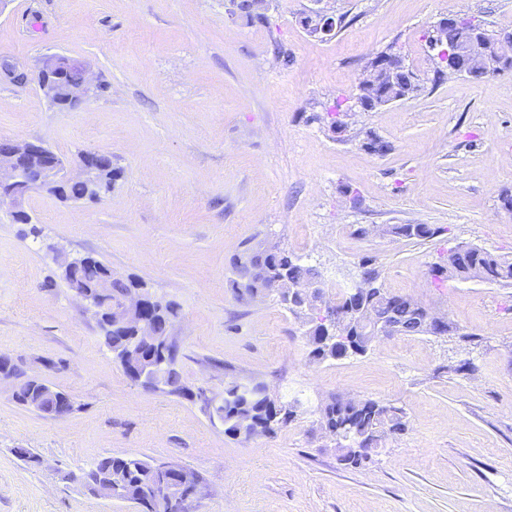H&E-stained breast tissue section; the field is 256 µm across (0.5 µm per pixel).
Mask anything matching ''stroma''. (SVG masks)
I'll return each mask as SVG.
<instances>
[{
	"label": "stroma",
	"instance_id": "stroma-1",
	"mask_svg": "<svg viewBox=\"0 0 512 512\" xmlns=\"http://www.w3.org/2000/svg\"><path fill=\"white\" fill-rule=\"evenodd\" d=\"M238 2L10 0L0 12V138L42 142L72 164L107 151L118 171L101 200L36 193L29 224L0 212V352L76 404L49 418L0 382V512H135L66 478L106 453L195 471L196 512H512V287L438 288L428 275L460 244L512 254L501 203L512 193V72L439 79L427 44L449 12L512 28V0H328L342 23L323 38L300 24L308 0H263L250 13ZM390 46L419 70L421 92L355 113L336 140L321 114ZM52 54L87 62L103 91L51 106L34 76ZM7 65L28 81L7 78ZM370 130L388 153L363 148ZM391 224L444 232L408 240L387 235ZM272 245L316 268L332 300L371 259L387 292L453 329L312 360L276 292L232 286L237 260ZM55 247L178 304L171 335L188 388L219 398L228 382L260 383L292 420L232 437L200 402L135 384L61 280ZM465 361L474 372L456 374ZM337 396L392 403L408 430L344 468L319 427Z\"/></svg>",
	"mask_w": 512,
	"mask_h": 512
}]
</instances>
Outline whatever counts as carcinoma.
Returning a JSON list of instances; mask_svg holds the SVG:
<instances>
[{
    "label": "carcinoma",
    "instance_id": "carcinoma-1",
    "mask_svg": "<svg viewBox=\"0 0 512 512\" xmlns=\"http://www.w3.org/2000/svg\"><path fill=\"white\" fill-rule=\"evenodd\" d=\"M476 17L462 15L460 23L442 33V40L449 46H458L468 42V29ZM454 64L463 67L465 76L473 82L482 80L489 74L502 71L481 58L465 54L454 57ZM386 232L394 237L426 240L437 237L444 232L442 227L429 224H393ZM77 280L86 288L95 287L98 282L109 276L110 267L95 258L88 264L77 267ZM239 274L244 283L242 287L254 294L269 289L271 282H277L281 291L296 285H302L318 278L319 273L311 266L301 262L286 249L272 246L262 251L253 252L239 263ZM431 278L437 286L450 280H477L494 282L501 286H512V255L493 254L473 245H466L460 250H449L440 257V261L431 265ZM360 278L369 282L363 289L362 299L370 304H389L401 318L408 321L413 318L417 301L409 296L393 295L384 290L380 282V272L371 260L365 259L361 264ZM111 298L118 299L130 288H146L143 280H125L116 276L110 280ZM177 316L174 303H166L164 309L155 318L156 335L167 338L173 319ZM308 325L307 336L311 347L310 355L316 360H336L351 355L363 356L370 349L369 340L354 333L347 336L344 343L336 342V336H327L326 328L321 323V313L313 310L303 313ZM154 355L166 360L168 375L164 387L170 393H194L182 384L181 375L176 369L179 349L173 342H167L163 349L144 352V358ZM52 387L44 382H36L22 392L18 403L24 407L37 409L42 406ZM209 416L224 425V433L236 437L240 435L241 426L250 430L269 431L274 424H286L293 417V411L277 406L270 400L266 388L261 384L243 385L235 381L228 383L224 389L223 403L218 406L204 405ZM320 426L331 436L339 439L353 436L360 442V447L369 448L377 444L381 435L393 437L406 432L408 425L404 412L390 404L372 398H363L351 405H340L334 401L321 410ZM342 465L358 468L368 460L367 454L359 453L353 448H342ZM94 469L112 474V492L121 497H138L150 475L154 472V463L136 456L102 455L92 462Z\"/></svg>",
    "mask_w": 512,
    "mask_h": 512
}]
</instances>
